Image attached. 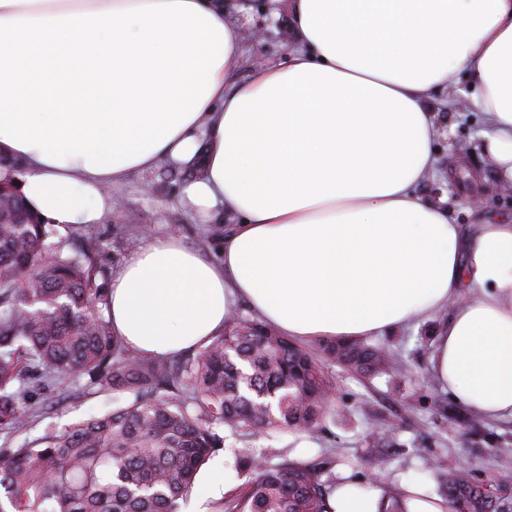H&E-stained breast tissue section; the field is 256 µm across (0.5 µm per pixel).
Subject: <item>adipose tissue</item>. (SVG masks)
I'll use <instances>...</instances> for the list:
<instances>
[{
  "label": "adipose tissue",
  "instance_id": "ef3b65f1",
  "mask_svg": "<svg viewBox=\"0 0 512 512\" xmlns=\"http://www.w3.org/2000/svg\"><path fill=\"white\" fill-rule=\"evenodd\" d=\"M289 50L243 85L224 0H0V156L46 223L97 224L106 186L200 160L185 189L221 209L220 257L178 237L130 251L112 332L165 357L222 335L238 304L294 340L385 336L445 314L432 371L512 418V222L476 236L421 188L437 89L466 71L512 172V0H274Z\"/></svg>",
  "mask_w": 512,
  "mask_h": 512
}]
</instances>
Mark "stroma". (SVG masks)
<instances>
[{"label":"stroma","instance_id":"35a3bbf8","mask_svg":"<svg viewBox=\"0 0 512 512\" xmlns=\"http://www.w3.org/2000/svg\"><path fill=\"white\" fill-rule=\"evenodd\" d=\"M229 18L238 28L247 61L235 74V83L250 80V63L255 58L268 64L285 58L288 18L274 16L271 0H236ZM443 119L447 133L436 143L437 172L422 186V193L436 200H449L457 223L471 232L477 229V211L463 204V197L481 196L487 212L512 218V197L501 193L500 171L482 148L490 132L482 113L469 106L445 112ZM456 141L473 145L469 162L458 159L452 147ZM193 180L191 170L176 163L130 175L111 190L119 197L120 206L87 230L85 238L62 233L53 242L67 252L96 243L111 273L129 251L123 233L128 224L139 225V243L174 233L188 246L218 256L221 238L217 230L224 225V213H205L191 205L184 189ZM441 324L437 316L381 337V344L399 355L397 372L362 377L325 365V372L335 383V412L326 418L321 430L301 435L285 433L274 439L258 433L251 441L252 447L261 449L263 457L272 463L284 456L309 459L334 449L341 451L344 460L337 463L336 474L369 490L384 491L395 484L410 483L432 494L437 489L436 472L462 464L487 482L512 474V420L486 418L481 427H474V413L456 403L433 375V333ZM126 399L124 393L100 391L82 381L57 380L30 400L28 429L12 437L1 435L0 448H16L63 433L72 424L103 415ZM375 431L388 434L390 447L374 445L371 434ZM216 481L222 482L224 489L218 499H212L213 512H218L221 504L235 501L245 487L244 478L226 466L224 456H216L201 470L184 505L186 512H192L195 500L209 497Z\"/></svg>","mask_w":512,"mask_h":512}]
</instances>
